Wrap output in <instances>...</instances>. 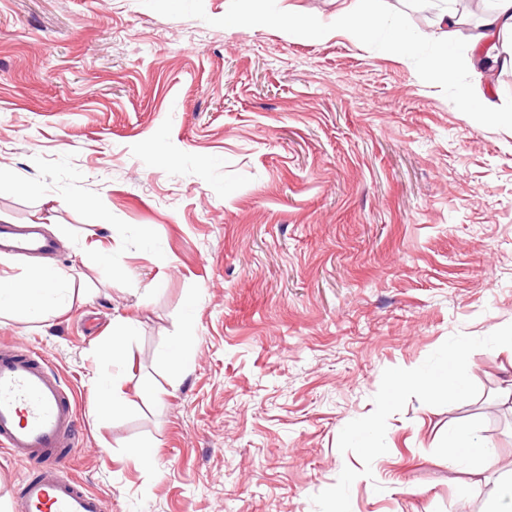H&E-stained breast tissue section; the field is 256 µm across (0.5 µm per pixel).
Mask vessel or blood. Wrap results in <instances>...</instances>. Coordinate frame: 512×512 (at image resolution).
<instances>
[{
    "instance_id": "b4317fda",
    "label": "vessel or blood",
    "mask_w": 512,
    "mask_h": 512,
    "mask_svg": "<svg viewBox=\"0 0 512 512\" xmlns=\"http://www.w3.org/2000/svg\"><path fill=\"white\" fill-rule=\"evenodd\" d=\"M52 239L23 224H0V252L49 253ZM82 440L75 397L46 357L0 346V453L30 466L12 492L13 512H106L104 498L69 472Z\"/></svg>"
}]
</instances>
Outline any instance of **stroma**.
Returning a JSON list of instances; mask_svg holds the SVG:
<instances>
[{
  "label": "stroma",
  "mask_w": 512,
  "mask_h": 512,
  "mask_svg": "<svg viewBox=\"0 0 512 512\" xmlns=\"http://www.w3.org/2000/svg\"><path fill=\"white\" fill-rule=\"evenodd\" d=\"M429 7L378 0L358 42L224 20L336 0H0V224L63 200L49 263L82 292L1 313L0 343L76 394L70 471L107 512H490L486 455L512 449L482 412L512 407V70L462 67L461 32L443 80ZM392 17L415 49L389 48ZM182 340L189 368L164 369ZM110 371L129 401L103 419ZM447 371L465 387L427 391ZM452 440L486 453L449 463Z\"/></svg>",
  "instance_id": "obj_1"
}]
</instances>
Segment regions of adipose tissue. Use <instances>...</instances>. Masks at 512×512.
<instances>
[{"label":"adipose tissue","mask_w":512,"mask_h":512,"mask_svg":"<svg viewBox=\"0 0 512 512\" xmlns=\"http://www.w3.org/2000/svg\"><path fill=\"white\" fill-rule=\"evenodd\" d=\"M336 20L324 23L307 16L292 18L289 34L303 33L317 39L345 34L367 40L375 29V5L368 0L362 10H353L347 0H336ZM475 55L471 66L512 68V0H494L493 9L481 20L472 37ZM64 274L54 267L30 269L21 273L11 266L0 267V309L36 311L52 305L54 315L68 312L73 302L63 293Z\"/></svg>","instance_id":"adipose-tissue-1"}]
</instances>
